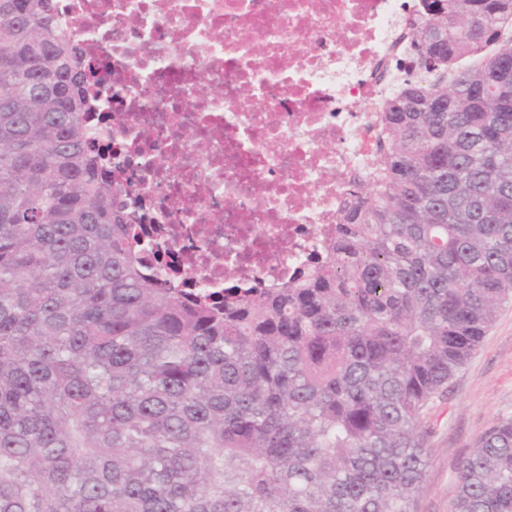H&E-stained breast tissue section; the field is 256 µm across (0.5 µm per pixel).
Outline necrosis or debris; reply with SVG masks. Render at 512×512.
Wrapping results in <instances>:
<instances>
[{
  "mask_svg": "<svg viewBox=\"0 0 512 512\" xmlns=\"http://www.w3.org/2000/svg\"><path fill=\"white\" fill-rule=\"evenodd\" d=\"M88 48L89 120L149 247L195 284L274 288L368 182L413 0H56Z\"/></svg>",
  "mask_w": 512,
  "mask_h": 512,
  "instance_id": "1",
  "label": "necrosis or debris"
}]
</instances>
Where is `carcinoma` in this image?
<instances>
[{"label":"carcinoma","instance_id":"carcinoma-1","mask_svg":"<svg viewBox=\"0 0 512 512\" xmlns=\"http://www.w3.org/2000/svg\"><path fill=\"white\" fill-rule=\"evenodd\" d=\"M418 13L448 42L328 258L196 297L137 260L53 0H0V512H417L424 413L512 302V0ZM453 512H512V418Z\"/></svg>","mask_w":512,"mask_h":512}]
</instances>
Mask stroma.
Returning <instances> with one entry per match:
<instances>
[{
	"mask_svg": "<svg viewBox=\"0 0 512 512\" xmlns=\"http://www.w3.org/2000/svg\"><path fill=\"white\" fill-rule=\"evenodd\" d=\"M512 417V306L503 307L478 350L449 381L425 415L430 462L419 512H451L456 472L477 439Z\"/></svg>",
	"mask_w": 512,
	"mask_h": 512,
	"instance_id": "1",
	"label": "stroma"
}]
</instances>
